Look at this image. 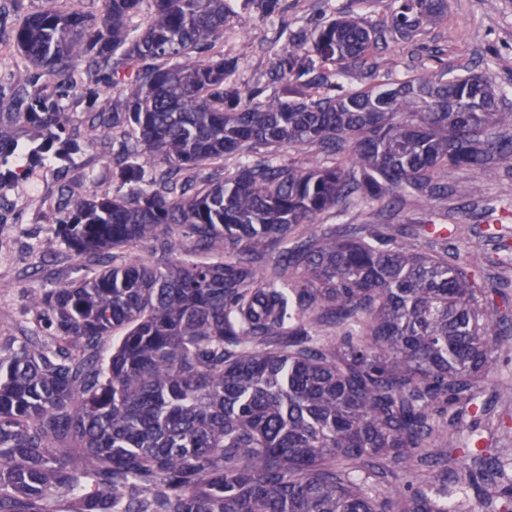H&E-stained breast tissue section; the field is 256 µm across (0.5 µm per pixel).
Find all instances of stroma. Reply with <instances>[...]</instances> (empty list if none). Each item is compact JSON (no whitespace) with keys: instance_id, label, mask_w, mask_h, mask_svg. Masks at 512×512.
<instances>
[{"instance_id":"1","label":"stroma","mask_w":512,"mask_h":512,"mask_svg":"<svg viewBox=\"0 0 512 512\" xmlns=\"http://www.w3.org/2000/svg\"><path fill=\"white\" fill-rule=\"evenodd\" d=\"M235 14L224 29V55L236 62V76L272 98L276 86L270 69L298 29L315 31L329 17L325 0H286L275 21L261 19L246 0H234ZM21 20L15 0H0V96L15 98L12 113L0 112V164L13 166L10 147L27 140L28 123L20 112L39 94L45 111L61 122L54 130L63 140L78 139L82 151L66 166L56 162L36 167L33 178L0 187V340L47 330L31 307V294L82 275L80 261L56 240L57 224L71 212L63 186L84 184L97 195H112V146L92 138L90 125L103 100L117 96L105 74L74 73L65 78L32 65L17 49L14 31ZM375 80L387 72L397 77L425 72L482 75L512 102V0H448V14L429 24L412 42L392 41L374 57ZM512 213V175L498 170L459 171L448 178L446 197L408 200L394 209L374 205L343 216L346 224H466L453 245L461 256L481 253L494 264L490 272L512 280V265H497L493 242L484 236L486 208Z\"/></svg>"}]
</instances>
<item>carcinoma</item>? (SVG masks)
I'll use <instances>...</instances> for the list:
<instances>
[{
  "label": "carcinoma",
  "instance_id": "1",
  "mask_svg": "<svg viewBox=\"0 0 512 512\" xmlns=\"http://www.w3.org/2000/svg\"><path fill=\"white\" fill-rule=\"evenodd\" d=\"M53 3L24 11L15 42L50 74L87 59L123 85L100 130L119 189L71 191L55 238L86 273L31 295L51 336L0 347V512L56 496L67 512H460L461 464L483 512H512V450L475 447L512 285L448 248L460 224L330 223L443 197L455 171H512V107L479 75L336 92L448 0L299 31L268 101L223 52L196 57L231 0H101L97 19ZM26 119L38 140L57 121L37 98ZM420 468L415 487L388 480Z\"/></svg>",
  "mask_w": 512,
  "mask_h": 512
}]
</instances>
